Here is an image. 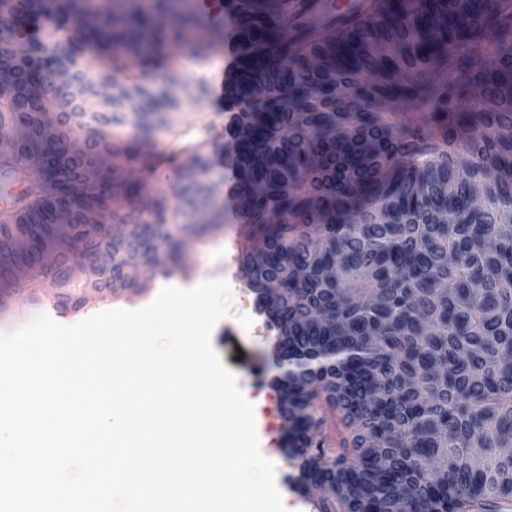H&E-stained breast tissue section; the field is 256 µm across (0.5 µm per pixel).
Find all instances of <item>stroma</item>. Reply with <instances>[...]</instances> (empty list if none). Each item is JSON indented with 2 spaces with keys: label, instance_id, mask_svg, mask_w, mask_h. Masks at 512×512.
I'll return each instance as SVG.
<instances>
[{
  "label": "stroma",
  "instance_id": "stroma-1",
  "mask_svg": "<svg viewBox=\"0 0 512 512\" xmlns=\"http://www.w3.org/2000/svg\"><path fill=\"white\" fill-rule=\"evenodd\" d=\"M191 60V67H183V60ZM225 52L222 45L209 50H199L197 44L188 43L176 51L174 58L163 59L147 70L151 79L161 80L169 69L180 70L189 81H196L211 70L223 68ZM227 116L223 103L205 98L200 103L186 102L179 119L171 128L146 136L147 144L156 150L167 149L179 134L190 128L211 125L210 143L207 147L210 171L208 178L218 184V204L224 211L221 225L188 224L177 234L173 245L161 252L162 269L142 267L139 288L126 290L112 299L115 307H135L150 298L160 274L184 283L211 274L231 277L233 283L234 308L231 315L223 318L212 335V344L224 366L235 372L240 389L251 399L260 400L258 412L262 418L259 441L263 454L278 459L277 470L288 482V490L282 499L293 503L304 494L295 479L296 471L283 462L282 435L285 423L279 406V396L272 380L276 371L268 353L270 335L258 333L257 325L262 321L253 305V294L244 286L242 274L235 258L236 240L240 239L244 226L239 218L237 201L229 194L233 168L228 161L231 147L224 135ZM32 286L27 281L13 282L0 290V335L11 333L27 325L37 310L49 309L46 299L33 304L29 296Z\"/></svg>",
  "mask_w": 512,
  "mask_h": 512
}]
</instances>
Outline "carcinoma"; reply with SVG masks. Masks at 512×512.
Returning <instances> with one entry per match:
<instances>
[{
    "mask_svg": "<svg viewBox=\"0 0 512 512\" xmlns=\"http://www.w3.org/2000/svg\"><path fill=\"white\" fill-rule=\"evenodd\" d=\"M316 0H222L236 22L237 63L224 80L235 194L255 246L241 255L271 329L274 378L288 419L284 454L300 483L322 485L321 512H507L512 506V0H367L338 27ZM195 14L176 0H0V129L25 128L0 151V283L14 242L72 219L52 263L32 271L77 293L82 243L160 266L166 225L188 224L215 188L204 142L170 207L157 195L123 240L130 197L154 173L132 143L112 144L97 191L61 154L78 134L94 150L135 120L169 127L203 81H149L116 62L97 79L80 48L115 46L144 61L185 44ZM82 87L59 111L35 89ZM113 86L112 111L96 100ZM478 107L461 112L452 100ZM274 279L278 297L267 298Z\"/></svg>",
    "mask_w": 512,
    "mask_h": 512,
    "instance_id": "1",
    "label": "carcinoma"
}]
</instances>
